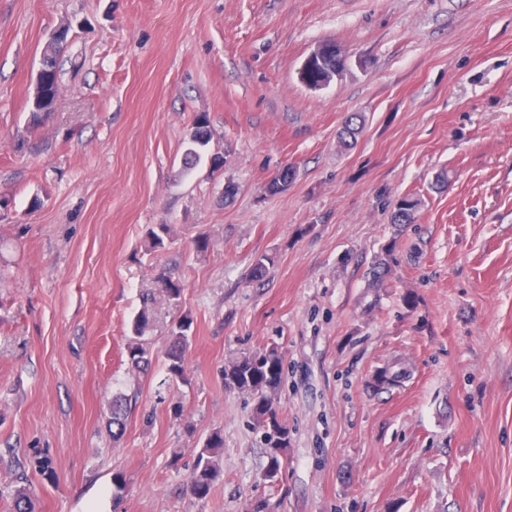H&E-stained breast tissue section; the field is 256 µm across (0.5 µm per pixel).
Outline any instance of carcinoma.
<instances>
[{
  "label": "carcinoma",
  "instance_id": "obj_1",
  "mask_svg": "<svg viewBox=\"0 0 512 512\" xmlns=\"http://www.w3.org/2000/svg\"><path fill=\"white\" fill-rule=\"evenodd\" d=\"M59 69L48 72L43 85L33 91L29 99V125L39 126L51 114L48 104L56 101L59 96ZM209 127L205 115L196 117L190 134V147L184 155V166L194 167L200 159L199 148L205 146L211 133L200 135V128ZM417 202L411 197H402L396 204L393 223L408 224L411 213ZM170 226L159 224L147 230V246L151 251L165 247V239L169 237ZM159 293L169 300H177L183 291L182 281L175 278L171 270L165 268L157 278ZM192 325L190 315L183 316L171 326L169 344L165 351V362L169 378L186 380V354L190 345L188 332ZM150 326L149 309L145 308L132 322L134 336L128 343V357L131 367L142 373L152 368L147 345L143 343L145 332ZM283 359L275 348L265 349L244 355L224 368L226 387L250 396L253 402L251 419L255 428L261 430L264 445L273 450L285 447L288 442V431L279 419L272 395L280 388L283 380ZM127 420V402L123 396L112 397L109 425L112 426V439L119 441L125 432ZM224 448V438L220 432H213L197 452V463L189 482L191 493L198 497H206L213 484L221 476L219 458Z\"/></svg>",
  "mask_w": 512,
  "mask_h": 512
}]
</instances>
